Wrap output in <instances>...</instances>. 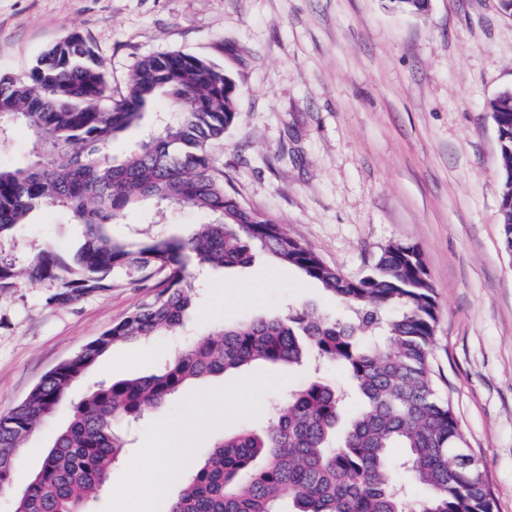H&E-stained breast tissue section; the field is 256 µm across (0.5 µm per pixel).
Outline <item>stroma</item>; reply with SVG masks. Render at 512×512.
Returning <instances> with one entry per match:
<instances>
[{
    "label": "stroma",
    "instance_id": "obj_1",
    "mask_svg": "<svg viewBox=\"0 0 512 512\" xmlns=\"http://www.w3.org/2000/svg\"><path fill=\"white\" fill-rule=\"evenodd\" d=\"M103 60L120 95L144 56L181 51L224 67L237 84V120L213 146L224 186L281 224L350 279L392 243L418 247L438 304L436 381L479 459L497 512H512V254L502 246V161L489 103L512 87V17L500 0H428L418 12L391 0H0V73L21 75L69 30ZM160 219L182 233L206 216L187 207L127 211L117 238ZM82 228L45 205L0 237L14 288L0 291V413L58 364L125 317L145 289L118 276L110 290L59 305L28 263L54 244L64 254ZM248 283L250 302L238 290ZM289 304L333 315L335 300L297 271L257 254L245 268L209 272L201 298L172 336L114 346L72 387L139 376L172 348ZM311 365L254 364L194 383L129 430L127 456L182 429L169 472L193 471L214 440L265 425L271 404L306 384ZM255 378L243 395L229 387ZM68 406L23 442L0 512L40 468ZM156 461L118 463L93 512H145L139 490Z\"/></svg>",
    "mask_w": 512,
    "mask_h": 512
}]
</instances>
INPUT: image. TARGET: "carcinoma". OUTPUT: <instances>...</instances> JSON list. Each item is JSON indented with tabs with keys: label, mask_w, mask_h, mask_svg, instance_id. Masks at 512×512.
Returning a JSON list of instances; mask_svg holds the SVG:
<instances>
[{
	"label": "carcinoma",
	"mask_w": 512,
	"mask_h": 512,
	"mask_svg": "<svg viewBox=\"0 0 512 512\" xmlns=\"http://www.w3.org/2000/svg\"><path fill=\"white\" fill-rule=\"evenodd\" d=\"M236 84L223 68L179 51L142 57L124 93L112 96L103 61L69 32L23 75H0V132L19 119L46 161L0 163V236L29 223L44 204L81 225L70 257L48 245L28 264L33 284L61 288L62 305L112 288L124 275L148 289L143 303L69 360L48 372L17 406L0 414V488L19 463L22 442L59 405L70 417L14 512H91L123 459L125 426L190 383L254 362L299 365L314 359L348 376L362 405L336 437L343 393L318 376L271 408L261 431L245 428L210 445L182 478L167 512H495L482 470L467 448L433 367L438 307L419 276L414 245L384 248L359 280L343 278L272 219L224 188L211 145L237 117ZM504 140L500 211L512 251V101L490 104ZM149 130L113 164L100 146L130 130ZM184 206L210 221L184 236L117 240L108 225L135 204ZM258 252L315 281L342 308L337 316L294 307L244 319L173 351L147 375L110 380L82 399L71 387L118 344L170 333L197 301L190 265L247 267ZM405 449L399 461L391 448ZM423 488L412 498L409 489Z\"/></svg>",
	"instance_id": "obj_1"
}]
</instances>
